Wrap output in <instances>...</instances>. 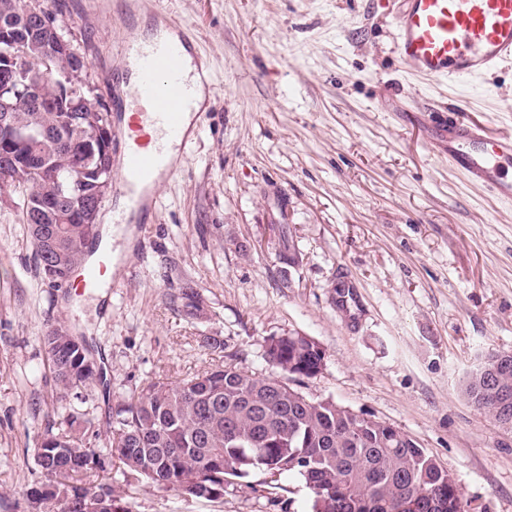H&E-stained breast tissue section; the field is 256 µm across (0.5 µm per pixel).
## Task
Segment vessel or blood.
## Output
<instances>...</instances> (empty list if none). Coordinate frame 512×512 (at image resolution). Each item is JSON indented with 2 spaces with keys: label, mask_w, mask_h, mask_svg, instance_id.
I'll return each instance as SVG.
<instances>
[{
  "label": "vessel or blood",
  "mask_w": 512,
  "mask_h": 512,
  "mask_svg": "<svg viewBox=\"0 0 512 512\" xmlns=\"http://www.w3.org/2000/svg\"><path fill=\"white\" fill-rule=\"evenodd\" d=\"M173 39L140 45L125 39L124 57L136 63L130 95L136 138H124V157L116 188L129 212L146 211L155 174L173 173L166 154L185 148L184 118L192 106V86L185 78L183 51L190 37L171 22ZM394 50L398 61L416 74L451 81L476 79L512 62V0H406L395 18ZM448 152L449 164L502 202L512 201V134L489 137L485 128L460 114L433 126Z\"/></svg>",
  "instance_id": "1"
}]
</instances>
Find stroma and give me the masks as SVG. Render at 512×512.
<instances>
[{"label":"stroma","instance_id":"35a3bbf8","mask_svg":"<svg viewBox=\"0 0 512 512\" xmlns=\"http://www.w3.org/2000/svg\"><path fill=\"white\" fill-rule=\"evenodd\" d=\"M67 3L58 25L104 102L122 99L113 42L170 19L190 30L207 99L173 175L113 240L105 292L44 280L22 196L0 187V512H27L44 480L35 448L57 420L42 343L53 326L102 370L84 391L94 449L108 446L117 404L152 380L219 364L273 376L266 339L300 334L324 362L299 391L407 434L455 479L466 512H512V429L460 391L482 356L512 351V203L451 168L429 123L459 106L512 131V66L455 85L407 71L393 50L403 0ZM289 245L299 264L284 262ZM98 479L128 512L311 506L293 475L189 501L126 484L113 466Z\"/></svg>","mask_w":512,"mask_h":512}]
</instances>
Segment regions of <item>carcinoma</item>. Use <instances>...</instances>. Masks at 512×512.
<instances>
[{
  "label": "carcinoma",
  "instance_id": "1",
  "mask_svg": "<svg viewBox=\"0 0 512 512\" xmlns=\"http://www.w3.org/2000/svg\"><path fill=\"white\" fill-rule=\"evenodd\" d=\"M14 0H0V23L15 37L0 40V64L23 55L25 68L13 88L0 93V109L14 104L31 85L44 96L61 93L58 110L23 109L15 113L16 154L32 147L42 157L28 176L0 165V183L23 193V223L35 256L53 266L51 281H68L65 272L85 261L93 224L53 223L48 215L33 224L47 193L79 200L96 184L112 181V160L97 132L111 126L106 108L84 112L94 97L83 72L87 60L54 27L53 37L69 70L45 60L31 42V23L11 12ZM48 365L61 397L78 395L97 370L89 367L85 344L57 328L43 335ZM267 361L286 375L306 378L321 368L322 355L292 336L270 337ZM462 392L478 410L497 419L498 404L481 380V368L466 377ZM57 430L40 439L36 464L49 481L30 488L33 509L46 512H112L115 490L90 480L105 464H115L128 482H146L159 491L190 499L224 495L228 479L262 473L295 475L312 495L311 512H403L412 498L431 496L435 512H464L461 491L448 471L413 440L395 441L383 425L358 422L347 408L325 399L314 401L288 380L249 374L232 366L189 375L174 384L158 378L119 404L113 414V441L106 452L88 447L99 437L94 418L68 404L57 410Z\"/></svg>",
  "mask_w": 512,
  "mask_h": 512
}]
</instances>
